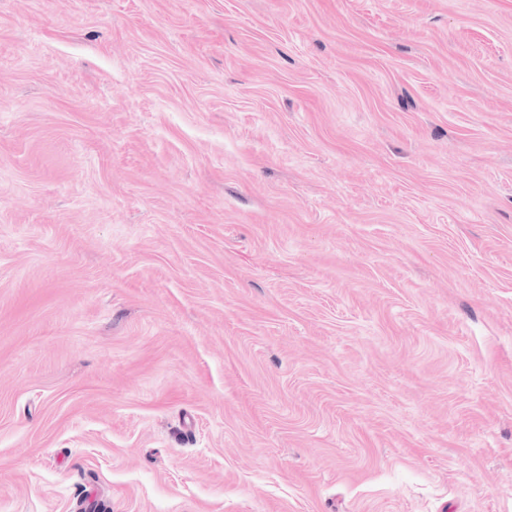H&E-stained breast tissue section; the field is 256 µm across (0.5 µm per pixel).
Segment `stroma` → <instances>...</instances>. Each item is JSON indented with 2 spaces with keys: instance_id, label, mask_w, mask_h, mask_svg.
<instances>
[{
  "instance_id": "1",
  "label": "stroma",
  "mask_w": 512,
  "mask_h": 512,
  "mask_svg": "<svg viewBox=\"0 0 512 512\" xmlns=\"http://www.w3.org/2000/svg\"><path fill=\"white\" fill-rule=\"evenodd\" d=\"M512 512V0H0V512Z\"/></svg>"
}]
</instances>
